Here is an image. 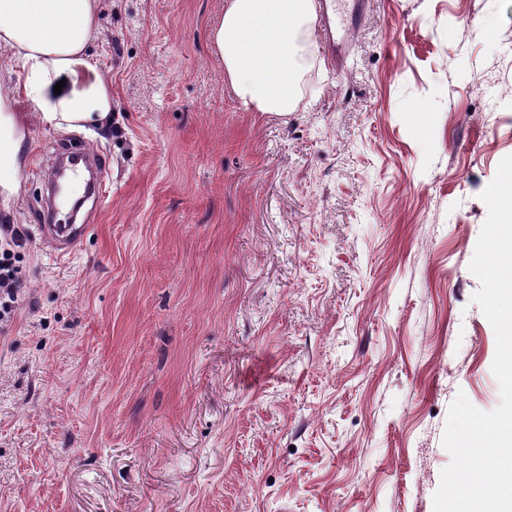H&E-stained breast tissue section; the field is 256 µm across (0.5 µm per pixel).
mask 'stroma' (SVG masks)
Masks as SVG:
<instances>
[{
    "label": "stroma",
    "instance_id": "35a3bbf8",
    "mask_svg": "<svg viewBox=\"0 0 512 512\" xmlns=\"http://www.w3.org/2000/svg\"><path fill=\"white\" fill-rule=\"evenodd\" d=\"M112 125L45 123L0 49L25 293L0 322V512H433L450 404L495 410L470 271L512 155V0H366L287 116L247 111L224 0H101ZM105 158L61 254L48 170ZM65 150L68 153L70 159L67 160V163L52 171L55 178L57 177L60 169L65 167L66 176L71 178V182L82 180L84 177V168L89 166L88 161L90 159H92L95 163L99 161V164L102 167L100 152H94V150L87 148L84 144ZM36 226L39 233L46 234L53 231L55 236L62 240V247L58 248L62 254L70 253L81 245L88 231L92 228L91 224H80L78 227L69 224H37Z\"/></svg>",
    "mask_w": 512,
    "mask_h": 512
}]
</instances>
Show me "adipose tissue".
Here are the masks:
<instances>
[{
	"label": "adipose tissue",
	"mask_w": 512,
	"mask_h": 512,
	"mask_svg": "<svg viewBox=\"0 0 512 512\" xmlns=\"http://www.w3.org/2000/svg\"><path fill=\"white\" fill-rule=\"evenodd\" d=\"M99 11L100 0H0V48L24 70L26 96L55 128L99 126L112 112V86L88 53ZM317 11V0H224L210 45L248 111L285 115L303 99Z\"/></svg>",
	"instance_id": "1"
}]
</instances>
